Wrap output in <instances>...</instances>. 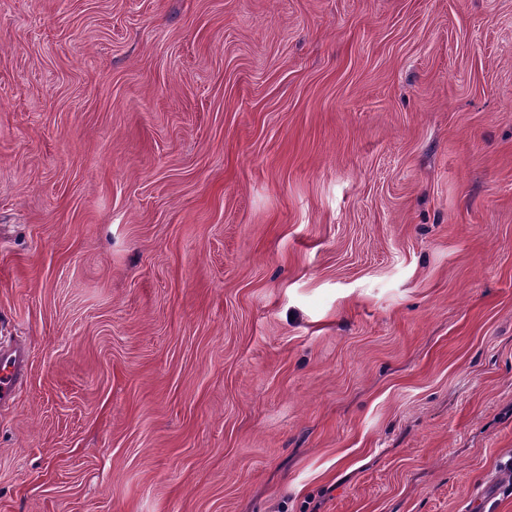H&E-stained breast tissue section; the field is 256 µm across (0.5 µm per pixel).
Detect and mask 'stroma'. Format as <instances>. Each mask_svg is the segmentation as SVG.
I'll list each match as a JSON object with an SVG mask.
<instances>
[{"label":"stroma","mask_w":512,"mask_h":512,"mask_svg":"<svg viewBox=\"0 0 512 512\" xmlns=\"http://www.w3.org/2000/svg\"><path fill=\"white\" fill-rule=\"evenodd\" d=\"M0 512H512V0H0ZM29 356L24 343L12 336H0V406L5 407L28 376Z\"/></svg>","instance_id":"stroma-1"}]
</instances>
